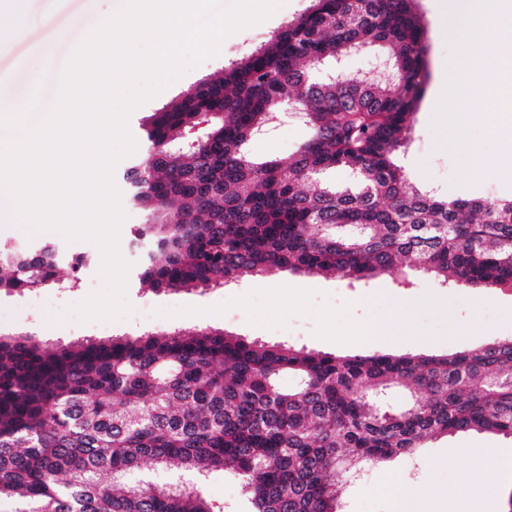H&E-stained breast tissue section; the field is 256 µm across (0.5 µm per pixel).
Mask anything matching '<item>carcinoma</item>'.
<instances>
[{
  "mask_svg": "<svg viewBox=\"0 0 512 512\" xmlns=\"http://www.w3.org/2000/svg\"><path fill=\"white\" fill-rule=\"evenodd\" d=\"M416 0H317L193 95L143 125L123 178L151 248L153 292L226 286L276 270L350 281L408 265L442 287H512V199L446 201L395 163L426 52ZM359 43L403 80L311 89ZM309 137L286 165L248 142L300 91ZM208 115L203 141L184 132ZM355 182L338 190L323 175ZM313 184L305 191L301 185ZM61 249L0 246V292L60 283ZM409 393L403 407L388 391ZM512 438V337L441 356H344L192 326L66 345L0 336V498L9 512H224L197 487L130 476L148 461L205 479L232 469L248 512H341L364 469L459 432Z\"/></svg>",
  "mask_w": 512,
  "mask_h": 512,
  "instance_id": "1",
  "label": "carcinoma"
}]
</instances>
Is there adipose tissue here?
I'll return each instance as SVG.
<instances>
[{
  "mask_svg": "<svg viewBox=\"0 0 512 512\" xmlns=\"http://www.w3.org/2000/svg\"><path fill=\"white\" fill-rule=\"evenodd\" d=\"M484 0H457V14L460 30L478 40L479 45L469 55L467 66L474 78L479 81L484 99L492 101L501 93L500 81H484L485 69L496 66L498 71L512 67V52L500 49L499 38L512 32V2L498 12H487ZM477 475L472 471L456 473L442 497L429 496L421 491L394 498V512H443L442 500L453 503L454 512H470L469 499L463 490L475 483Z\"/></svg>",
  "mask_w": 512,
  "mask_h": 512,
  "instance_id": "obj_1",
  "label": "adipose tissue"
}]
</instances>
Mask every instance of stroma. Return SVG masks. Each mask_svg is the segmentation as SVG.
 Masks as SVG:
<instances>
[{
	"mask_svg": "<svg viewBox=\"0 0 512 512\" xmlns=\"http://www.w3.org/2000/svg\"><path fill=\"white\" fill-rule=\"evenodd\" d=\"M124 0H28V21L8 33L0 46V100L11 111L26 107L45 112L50 108L67 61L81 39L102 20L119 10ZM311 0H286L270 18L226 38L217 56L207 59L137 108L129 118L137 155H144L142 125L153 112L178 98L190 86L215 78L225 62L239 59L265 42L286 21L305 13ZM419 15L426 30V67L423 93L413 116L409 141L395 162L409 183L431 189L444 199L501 200L512 198V133L492 135L498 115L481 96H474L475 120L464 132L453 122L454 104L434 101L438 81L464 80L472 40L463 34H441L447 20L445 0H419ZM309 132L302 123L280 126L253 138L248 149L260 159L288 162ZM477 145L494 171L485 177L469 174V158L461 141ZM66 244V243H65ZM72 252L92 257L79 273L60 270L62 287L52 294L60 307L73 298H85L101 287L98 248L89 242L66 244ZM127 297L132 305L151 300L170 310L161 323L92 322L76 319L57 322L56 310L28 309L21 295L0 294V334L32 335L49 342H76L147 334L198 325L217 328L251 341L286 342L299 347L339 355L369 351L367 332L379 329V351L404 354H445L477 347L512 336V288H473L435 285L419 270L404 268L360 282L331 276L280 272L245 278L226 287L207 291L156 293L129 276ZM409 322L414 333L395 336L397 322ZM463 448H485L489 457L479 470L471 491L474 512H506L512 498V439L474 431L430 439L416 459L399 455L369 466L341 498L342 512H393L386 486L389 473L400 477L399 488L447 485L452 470L467 468L470 458Z\"/></svg>",
	"mask_w": 512,
	"mask_h": 512,
	"instance_id": "obj_1",
	"label": "stroma"
}]
</instances>
